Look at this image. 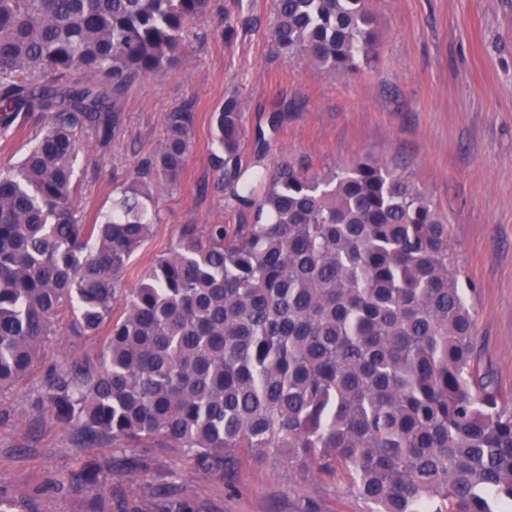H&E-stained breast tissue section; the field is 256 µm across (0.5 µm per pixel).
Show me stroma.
<instances>
[{
  "instance_id": "35a3bbf8",
  "label": "stroma",
  "mask_w": 512,
  "mask_h": 512,
  "mask_svg": "<svg viewBox=\"0 0 512 512\" xmlns=\"http://www.w3.org/2000/svg\"><path fill=\"white\" fill-rule=\"evenodd\" d=\"M378 30L375 60L344 76L279 51L273 0H210L184 32L188 52L161 79L136 82L123 96L110 147L84 137L90 156L75 170L82 223L106 211L122 180L164 144L167 112L192 104L194 144L177 186L154 193L160 220L131 259L125 288L172 249L184 225L240 224L209 166L212 120L225 98L243 106L242 153L275 105L288 111L268 136L264 164L318 174L376 160L409 176L448 216L458 264L476 292L480 369L512 396V0H369ZM36 114L0 134V171L12 168L47 124ZM96 338L68 321L44 340L34 367L0 390V512H100L124 500L156 512L167 497L191 498L197 512H368L332 476H299L269 455L245 459L227 479L196 473L186 458L101 437L85 442L41 405L45 375L72 355L97 352ZM133 459L101 493L56 482L87 456Z\"/></svg>"
}]
</instances>
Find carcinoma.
<instances>
[{
    "mask_svg": "<svg viewBox=\"0 0 512 512\" xmlns=\"http://www.w3.org/2000/svg\"><path fill=\"white\" fill-rule=\"evenodd\" d=\"M208 0H0V131L48 124L0 175V388L37 360L56 320L102 337L46 375L44 402L88 441L182 453L205 475L272 453L339 476L372 512H512V400L474 364L475 319L447 217L414 181L363 160L323 175L242 162L244 113L214 114L218 186L247 224L183 227L113 303L158 215L154 191L189 160L196 113H166L161 151L82 224L74 167L85 133L112 143L117 101L183 55ZM273 39L333 74L376 56L368 0H274ZM131 462L90 458L98 490ZM160 512H196L169 498Z\"/></svg>",
    "mask_w": 512,
    "mask_h": 512,
    "instance_id": "1",
    "label": "carcinoma"
}]
</instances>
